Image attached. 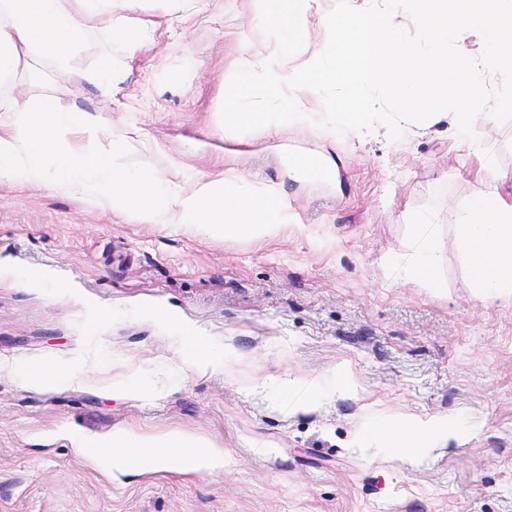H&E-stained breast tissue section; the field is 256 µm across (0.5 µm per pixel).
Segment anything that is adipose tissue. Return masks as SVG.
Returning <instances> with one entry per match:
<instances>
[{"instance_id":"1","label":"adipose tissue","mask_w":512,"mask_h":512,"mask_svg":"<svg viewBox=\"0 0 512 512\" xmlns=\"http://www.w3.org/2000/svg\"><path fill=\"white\" fill-rule=\"evenodd\" d=\"M119 2L0 0V110L19 116L13 127L0 132V183L52 184L91 204H109L113 212L133 215L143 224H199L218 237L255 240L276 233L288 222V205L271 189L245 191L203 173L185 192L155 169H123L118 159L126 151L125 141L99 143L96 117L50 95L16 92L15 77L31 60L68 70L79 46L91 36L107 43L122 39L132 50L151 43L154 25L119 13ZM78 134L88 136V143L75 142ZM413 232L417 256L410 266L411 280L421 288L438 287L432 230L418 217ZM456 243L476 288L512 294V203L484 193L473 197ZM434 431L451 439L458 436L447 419L410 418L398 425L375 424L365 437L405 453L420 447ZM97 446L104 466L128 472H196L224 461L223 449L176 431L160 439L154 450L121 431L98 440Z\"/></svg>"}]
</instances>
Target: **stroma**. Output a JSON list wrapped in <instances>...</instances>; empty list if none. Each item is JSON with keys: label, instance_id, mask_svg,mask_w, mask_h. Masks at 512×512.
I'll return each instance as SVG.
<instances>
[{"label": "stroma", "instance_id": "1", "mask_svg": "<svg viewBox=\"0 0 512 512\" xmlns=\"http://www.w3.org/2000/svg\"><path fill=\"white\" fill-rule=\"evenodd\" d=\"M337 0H308L303 49L327 42ZM152 44L111 51V96L80 83L89 40L42 90L102 118L134 170L178 184L199 171L275 188L291 223L262 240L192 224H140L50 185L0 184V512H512V294L479 295L455 246L480 192L512 203V121L407 123L361 138L314 122L225 139L220 109L246 62L275 55L252 0H137ZM321 158L326 177L298 172ZM494 175L483 178L482 156ZM425 216L444 285L419 288L410 223ZM222 356L196 371L189 336ZM48 365L33 382L28 366ZM339 375L318 406L297 401ZM443 415L457 442L403 456L364 442L378 421ZM178 431L223 467L103 469L82 441Z\"/></svg>", "mask_w": 512, "mask_h": 512}]
</instances>
